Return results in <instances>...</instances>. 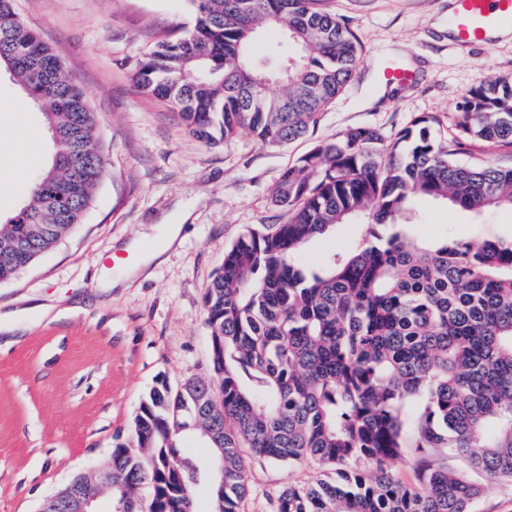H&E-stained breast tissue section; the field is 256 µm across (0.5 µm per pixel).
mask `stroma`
Wrapping results in <instances>:
<instances>
[{
	"label": "stroma",
	"mask_w": 512,
	"mask_h": 512,
	"mask_svg": "<svg viewBox=\"0 0 512 512\" xmlns=\"http://www.w3.org/2000/svg\"><path fill=\"white\" fill-rule=\"evenodd\" d=\"M454 0H322L363 46L353 81L316 131L284 147L240 133L207 146L187 134L132 75L147 53L192 27L189 0H14L18 17L62 58L96 119L101 179L86 220L14 278L0 282V512H38L75 476L101 467L131 435L142 399L159 379L177 386L207 374L203 299L225 247L251 225L274 223L282 171L318 141L351 127L392 135L417 116L458 135L459 105L478 84L512 78V38L461 44ZM407 64L414 79L388 84L383 70ZM37 151L14 175L20 144ZM54 152L43 116L0 74V219L27 203L31 174ZM455 163L512 167V146L466 139ZM415 238H512V209L481 216L423 199ZM181 242L115 288L117 243L158 244L169 224ZM304 462L255 460L241 512H274L279 490L329 476Z\"/></svg>",
	"instance_id": "obj_1"
}]
</instances>
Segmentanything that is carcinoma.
Here are the masks:
<instances>
[{
  "label": "carcinoma",
  "instance_id": "carcinoma-1",
  "mask_svg": "<svg viewBox=\"0 0 512 512\" xmlns=\"http://www.w3.org/2000/svg\"><path fill=\"white\" fill-rule=\"evenodd\" d=\"M322 0H190L193 26L159 45L133 80L165 100L198 141L245 131L282 147L319 126L363 47ZM282 44L256 58L263 26ZM0 69L20 84L60 141L32 180L30 202L0 225V280L83 223L103 168L94 113L60 56L0 0ZM285 88L269 95V85ZM415 118L392 136L349 128L281 174L276 224L247 227L224 250L204 298L209 375L158 381L112 449L109 512H240L250 456L337 467L334 482L288 485L275 512H473L482 487L435 449L488 480L512 478V239L414 238L416 201L475 215L512 208V168L459 166L453 143ZM464 138L512 144V80L465 96ZM339 224L367 235L314 265L300 255ZM197 436L207 459L180 446ZM410 453L416 482L391 463Z\"/></svg>",
  "mask_w": 512,
  "mask_h": 512
}]
</instances>
